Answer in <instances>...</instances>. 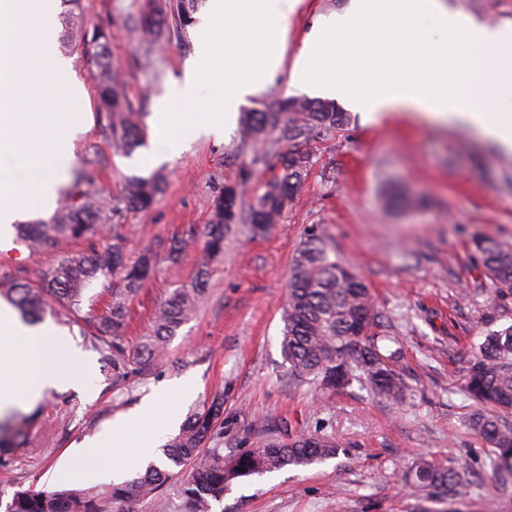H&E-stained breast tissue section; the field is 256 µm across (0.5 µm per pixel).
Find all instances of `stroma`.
<instances>
[{"mask_svg":"<svg viewBox=\"0 0 512 512\" xmlns=\"http://www.w3.org/2000/svg\"><path fill=\"white\" fill-rule=\"evenodd\" d=\"M169 21L155 36L136 24L147 0H82L87 26L112 32V67L134 119L145 126L146 147L115 151L97 112L78 133L72 168L94 170L112 197L109 232L124 238L128 260L152 252L150 279L127 303L124 329L128 376L116 382L112 366L80 334L89 311L103 312L118 280L101 276L80 305L59 309L58 331L92 360L94 394L49 391L31 408L27 437L0 464V501L19 489L55 490L76 474L77 446L104 425L139 406L166 382L192 378L195 397L182 416L224 401L212 447L231 455L268 440L330 436L336 457L286 467L276 479L233 482L214 512H512V476L497 472L491 445L471 427L481 407L462 390V376L488 331L512 325V295H499L481 270L472 244L483 234L512 248V155L498 152L465 127L437 125L410 115L376 121L348 111L342 126L310 138V163L279 222L267 232L232 225L224 253L202 263L205 226L225 184L239 182L243 205L253 204L280 174L274 156L256 150L241 122L223 137L187 139L167 150L154 122L155 105L195 59L198 31L180 26L177 0H158ZM349 0H302L288 19V55H295L319 18L342 12ZM250 170L240 181L241 170ZM158 170L166 192L145 212L126 209L128 177ZM402 188L417 205L394 208L389 190ZM318 227L337 257L359 273L379 314L383 351L407 389L401 401L375 396L359 382L333 392L288 378L281 348L292 260L309 227ZM189 242L178 259L171 240ZM85 243L58 252L24 249L12 274L30 283ZM206 279L195 312L165 345L166 360L140 375L137 352L152 335L156 314L174 289ZM429 460L465 471L467 480L445 495L419 485L415 467Z\"/></svg>","mask_w":512,"mask_h":512,"instance_id":"obj_1","label":"stroma"}]
</instances>
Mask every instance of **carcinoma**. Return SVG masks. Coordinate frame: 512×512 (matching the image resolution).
<instances>
[{
  "mask_svg": "<svg viewBox=\"0 0 512 512\" xmlns=\"http://www.w3.org/2000/svg\"><path fill=\"white\" fill-rule=\"evenodd\" d=\"M67 28V43L81 47L89 63L99 72L97 109L104 137L115 149L127 154L145 144L142 128L131 119L122 93L121 76L112 69L108 52L110 34L103 29L85 28L80 23L79 0H62ZM166 16L157 11L140 16L142 31L158 33ZM277 112H247L244 132L254 144L267 145L279 115L286 117L282 130L291 146L279 154L282 174L268 184L266 191L250 206L248 219L257 229H265L280 219L288 201L297 192L309 155L303 144L321 132L341 125L345 113L335 102L322 99L286 98ZM165 190L161 176H131L123 201L133 210L151 209ZM238 194L224 193L218 200L211 223L204 234L203 252L212 259L224 252V233L239 222ZM112 221V198L104 195L92 172L73 171L63 203L47 220L17 225L19 239L30 248L54 251L64 242L100 240L90 254H72L31 284L6 273L0 274V295L32 322L43 319L46 297L60 303L80 301L84 292L100 275L120 277L122 287L112 289V303L105 313L89 323L83 336L113 371L124 369L125 347L120 330L125 324L126 302L135 295L153 272L150 258L128 265L120 245L104 236ZM475 252L484 273L498 292L512 294V249L489 237L473 239ZM204 278L189 288H176L164 301L156 317L154 335L143 347V364L158 359L167 338L195 310L204 292ZM378 313L364 281L347 265L331 255L322 234L308 228L302 248L293 259L288 282V304L283 316L281 348L288 362V378L313 382L325 389L344 388L356 380L379 397L399 399L406 384L393 368L394 354L385 355L379 337L373 333ZM465 392L478 404L501 411H512V325L485 336L464 376ZM222 403L191 416L179 434L162 448L164 457L180 467L193 464L182 481L179 512H213V504L224 499V491L239 478L264 475L286 466L306 467L333 458L339 453L335 440L319 436L272 439L260 448L235 455H224L220 448H209L215 420L222 414ZM472 427L494 448L498 469L512 472V427L495 416L477 414ZM173 473L149 466L144 474L121 486L71 488L63 490H17L5 512H170L165 487ZM417 478L426 487L448 490L462 481L461 474L428 463L418 466Z\"/></svg>",
  "mask_w": 512,
  "mask_h": 512,
  "instance_id": "cac0c4a2",
  "label": "carcinoma"
}]
</instances>
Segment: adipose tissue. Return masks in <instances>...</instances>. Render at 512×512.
Wrapping results in <instances>:
<instances>
[{"instance_id": "ef3b65f1", "label": "adipose tissue", "mask_w": 512, "mask_h": 512, "mask_svg": "<svg viewBox=\"0 0 512 512\" xmlns=\"http://www.w3.org/2000/svg\"><path fill=\"white\" fill-rule=\"evenodd\" d=\"M292 79L371 116L452 118L512 151V24L484 26L444 0H350L299 49ZM89 372V359L56 329L27 324L0 302V412L52 389L88 386ZM194 394L189 379L164 388L85 442L80 458L99 478L121 480V452L150 457Z\"/></svg>"}]
</instances>
